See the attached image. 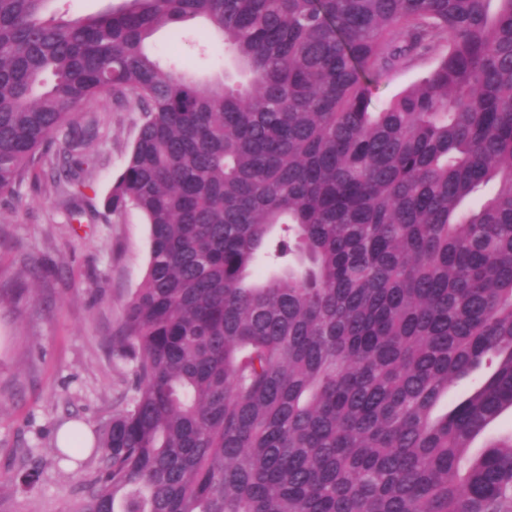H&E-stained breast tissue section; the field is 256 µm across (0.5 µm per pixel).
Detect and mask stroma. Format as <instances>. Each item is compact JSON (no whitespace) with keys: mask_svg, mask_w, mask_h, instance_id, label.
<instances>
[{"mask_svg":"<svg viewBox=\"0 0 512 512\" xmlns=\"http://www.w3.org/2000/svg\"><path fill=\"white\" fill-rule=\"evenodd\" d=\"M196 31L185 41L171 29L148 41L152 53L181 57L192 69L224 67L221 44L199 54ZM98 133L89 149L96 166L81 189V220L68 221L60 198L23 185L0 195V512H68L93 470L54 456L56 431L70 420L91 430L111 418L129 378L113 358L111 339L149 260L142 215L109 214L105 199L124 166L140 115L96 105ZM41 473L34 489L19 470Z\"/></svg>","mask_w":512,"mask_h":512,"instance_id":"obj_1","label":"stroma"}]
</instances>
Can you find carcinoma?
<instances>
[{
    "label": "carcinoma",
    "instance_id": "1",
    "mask_svg": "<svg viewBox=\"0 0 512 512\" xmlns=\"http://www.w3.org/2000/svg\"><path fill=\"white\" fill-rule=\"evenodd\" d=\"M49 2L0 0V192L79 215L110 100L141 122L106 208L150 238L71 512H512V433L470 454L512 411V0ZM195 18L206 83L146 48ZM122 0H61L48 4L50 13L65 14L68 19H78L89 14L105 12L118 6ZM432 65L433 61L426 60L383 78L375 91L373 107L376 110L384 107L395 95L422 78Z\"/></svg>",
    "mask_w": 512,
    "mask_h": 512
}]
</instances>
